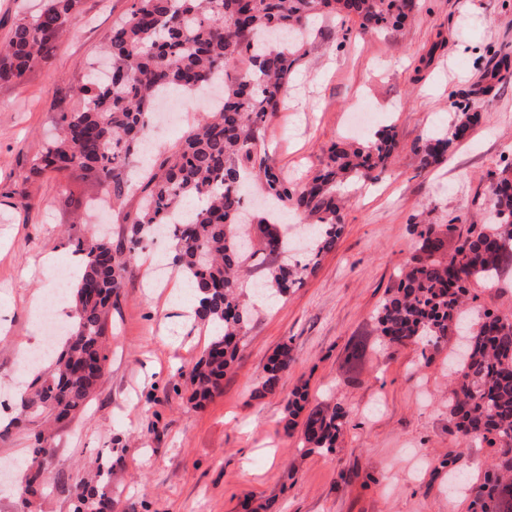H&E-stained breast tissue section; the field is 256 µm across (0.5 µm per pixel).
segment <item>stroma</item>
I'll use <instances>...</instances> for the list:
<instances>
[{
    "instance_id": "stroma-1",
    "label": "stroma",
    "mask_w": 512,
    "mask_h": 512,
    "mask_svg": "<svg viewBox=\"0 0 512 512\" xmlns=\"http://www.w3.org/2000/svg\"><path fill=\"white\" fill-rule=\"evenodd\" d=\"M131 6L82 0L49 63L24 83H0V385L25 377L21 350L47 334L30 310L33 294L53 287L43 256L67 265L69 236L101 226L112 241L123 236L120 219L99 212L102 188L92 176L76 168L36 177L31 166L55 133L57 113L77 108L73 87ZM309 28L318 48L297 67L265 131L272 160L296 185L321 168L332 144L391 126V167L344 189L342 234L315 273L285 297L255 303L239 357L204 408L190 402L187 375L210 328L195 321L167 329L174 275L151 288L135 263L112 312L106 377L84 412L53 429L55 457L34 512H73V487L107 453L116 512H245L250 497L268 500L271 512H471V494L449 493L441 462L454 458L476 484L495 449L460 445L448 420L445 353L387 351L372 317L414 253L411 216L482 222L488 178L512 158V64L500 67L491 55H512V0H420L402 28L375 34L333 19ZM494 68L492 90L474 98L469 137L420 169L414 146L448 130L452 99L471 96ZM204 112L183 96L178 111L154 116L149 133L156 146H171ZM358 341L364 351L354 365ZM285 342L293 361L280 394L255 397ZM303 386L311 404L334 401L349 412L334 453L304 454L300 430H282L287 398Z\"/></svg>"
}]
</instances>
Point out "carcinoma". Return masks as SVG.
I'll list each match as a JSON object with an SVG mask.
<instances>
[{
	"mask_svg": "<svg viewBox=\"0 0 512 512\" xmlns=\"http://www.w3.org/2000/svg\"><path fill=\"white\" fill-rule=\"evenodd\" d=\"M81 0H43L35 14L19 18L0 45V81L20 84L51 59L57 40L80 11ZM416 0H136L112 26L104 55L110 80L88 77L74 88L81 108L58 113L60 135L36 157L32 171L63 174L74 167L106 187L126 236L117 244L92 235L71 239L84 272L70 289L71 326L54 364L35 367L18 395L17 423L61 421L85 409L102 383L109 359L108 327L124 281L145 244L157 233L172 239L174 261L199 298L195 316L214 325L207 349L189 379L190 400L202 408L219 393L224 371L236 360L252 309L248 293L284 296L313 273L342 232L341 186L385 172L398 146L395 128L376 132L356 146L334 145L324 167L299 188L288 183L264 143V130L284 101L288 82L312 50L303 38L311 17H340L360 34L398 28ZM248 58L233 77L228 67ZM221 86V105L158 152L133 179L154 103L167 91ZM448 134L414 147L427 169L464 140L474 119L469 100H455ZM492 209L481 223L463 225L452 254L442 236L453 224H416L418 248L388 289L374 321L382 343L394 351L411 344L440 352L451 336L468 337L448 394V413L466 444L479 439L497 449L493 469L471 488L474 512H512V319L488 309H464L472 286L492 282L512 267V160L505 161L487 190ZM311 220L304 263L283 259L292 251L290 225L273 213ZM271 259L263 279L247 286L241 273L256 256ZM251 291H246V288ZM288 345L270 358L258 397L275 395L290 367ZM308 393L288 398L283 430L302 426V448L335 451L349 413L339 403L305 411ZM31 458L18 496L27 512L55 449L34 431ZM112 467L100 461L74 486V512L115 508Z\"/></svg>",
	"mask_w": 512,
	"mask_h": 512,
	"instance_id": "1",
	"label": "carcinoma"
}]
</instances>
